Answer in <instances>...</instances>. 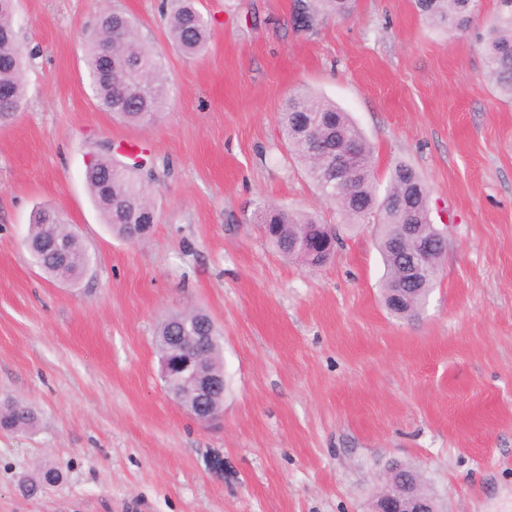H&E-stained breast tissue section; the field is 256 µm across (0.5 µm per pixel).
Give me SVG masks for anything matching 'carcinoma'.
Segmentation results:
<instances>
[{
  "label": "carcinoma",
  "instance_id": "obj_1",
  "mask_svg": "<svg viewBox=\"0 0 512 512\" xmlns=\"http://www.w3.org/2000/svg\"><path fill=\"white\" fill-rule=\"evenodd\" d=\"M15 0H0V91L7 93L6 104L0 105V121L19 112L23 97V54L14 29ZM168 18V37L186 55L200 54L208 40V23L196 6V0H172ZM321 7L338 15L352 13L355 0H316ZM478 0H414L415 8L435 26L450 31L466 24L477 8ZM507 11L489 27L486 52L488 76L499 92L512 100V0H502ZM89 87L98 107L104 112L132 124H147L164 112L167 87L162 63L139 40L132 20L119 12L104 13L95 31L87 38L84 58ZM309 121L317 135L331 149L344 150L358 146V158L346 177V194L336 195V183L329 181L327 157L318 153L314 138L298 128L301 120ZM282 134L288 149L303 166L307 177L328 202L336 204L352 223H364L375 210L379 227V249L385 265L383 297L386 307L398 317L417 314L440 273V256L433 258L429 278L417 284V290L405 304L393 301L394 289L403 281L405 257L392 245V225L399 223L396 203L404 195L413 198L411 211L415 222L429 223V190L415 171L405 163L396 164L389 172L383 199L377 196L374 151L348 113L336 104L313 95H295L288 99L282 113ZM138 168L117 163L111 156H98L87 166L86 183L104 222L118 235L128 237L131 224H154L157 211L150 200L145 181L137 176ZM261 223L269 225L265 236L280 253L309 261L295 243L320 227L310 215H301L285 207L268 205L261 211ZM63 237L70 243V259L61 266L40 248L47 237ZM26 245L34 263L49 277L76 280L87 266V253L76 233L62 216L51 208H40L33 216ZM195 336H212L214 344L211 365L224 371L222 348L210 317L198 310L169 316L159 327L156 346L161 363L170 364L176 355L170 338L181 327ZM169 390L179 393V403L188 411L197 405L221 406L224 395L199 400L197 396L179 392L175 383ZM39 421L37 410L19 400L0 401V429L31 432Z\"/></svg>",
  "mask_w": 512,
  "mask_h": 512
}]
</instances>
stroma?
Instances as JSON below:
<instances>
[{
	"label": "stroma",
	"mask_w": 512,
	"mask_h": 512,
	"mask_svg": "<svg viewBox=\"0 0 512 512\" xmlns=\"http://www.w3.org/2000/svg\"><path fill=\"white\" fill-rule=\"evenodd\" d=\"M295 0H198L203 55L168 40L163 0H15L24 104L0 123V397L40 413L0 432V512H368L388 465L417 469L442 512H512V103L483 43L500 0L433 26L413 0H357L297 27ZM128 14L161 60L164 113L133 125L98 108L85 39ZM309 93L348 112L379 188L403 162L447 239L419 314H390L373 223L343 224L282 139ZM135 140L158 222L112 233L84 173ZM271 203L339 227L310 267L264 237ZM61 211L89 262L47 278L23 245L36 209ZM205 311L227 390L215 423L164 388L156 331ZM63 480L28 495L41 459Z\"/></svg>",
	"instance_id": "1"
}]
</instances>
